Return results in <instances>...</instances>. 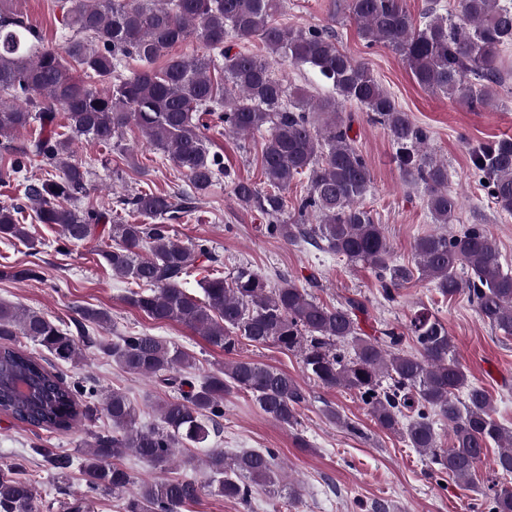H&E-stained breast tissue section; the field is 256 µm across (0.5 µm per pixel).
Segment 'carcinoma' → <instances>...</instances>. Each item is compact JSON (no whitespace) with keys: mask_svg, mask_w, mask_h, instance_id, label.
Here are the masks:
<instances>
[{"mask_svg":"<svg viewBox=\"0 0 512 512\" xmlns=\"http://www.w3.org/2000/svg\"><path fill=\"white\" fill-rule=\"evenodd\" d=\"M6 2L0 0V138L39 126L35 137L14 148L11 163L14 174L35 160L55 173L24 186L38 223L58 226L73 244L97 238L110 224L114 245L100 257L112 275L139 287L127 297L129 305L156 322L188 327L226 354L244 340L298 352L308 378L359 395L375 423L427 456L434 471L468 485L495 445V471L512 473V430L493 416L487 390L469 378L448 328L428 308L415 310L402 326L369 335L357 318L361 302L327 305L294 281L284 277L274 285L246 264L225 275L207 244L182 242L168 224L189 215L193 197L225 178L240 208L269 219L267 234L367 265L386 300L418 278L444 299L467 294L484 322L512 335V269L503 265L483 225L427 234L416 241L411 262L394 259L383 226L363 205L373 179L350 136L345 103L356 104L387 131L406 180L424 185L432 223H454L459 197L448 188V163L427 152V131L399 108L366 63L337 46L329 26L279 24L283 0H65L63 44L54 47L23 14L4 8ZM338 13L356 22L366 47L382 44L399 53L419 86L470 110L493 105L498 89L512 80L503 65V52L512 46V0H458L451 14L442 0H430L419 22L401 0H329L330 18ZM190 40L200 45L196 52H172ZM255 40L266 54L233 51L236 43ZM130 60L138 64L131 72ZM281 61L312 69L334 94L287 92L274 73ZM204 116L224 125L228 135L262 136L267 188L232 177L224 159L210 153ZM130 127L167 154L188 182L186 190H138L122 200L123 210L152 224L83 206L91 171L73 146L86 140L119 147ZM471 163L496 208L511 215L512 137L474 149ZM301 175L308 178L306 193L290 214L286 194ZM19 210L0 203V238L33 249L37 241L20 223ZM194 270L204 273L197 281L200 297L184 288ZM79 314L99 328L112 321L103 308ZM20 336L60 361L80 354L70 330L38 311L0 303V376L16 384L37 380L42 390L40 406L33 408L22 391L0 388V411L50 432L72 431L92 414L95 390L65 382L43 359L15 345ZM408 338L411 351L404 348ZM98 348L174 395L157 404L156 427L139 424L124 393L106 395L103 410L112 431L95 435L82 460L55 448L36 449L57 475L80 466L90 492L128 494L125 512H183L205 489L246 505L256 488L279 486L272 449L230 453L209 443L220 434L224 396L233 391L248 394L274 422L298 425L306 397L287 372L238 359L197 379L188 376L192 355L145 332L101 340ZM438 420L448 423L447 447ZM190 447L207 449L203 482L141 483L132 492L133 476L116 463L131 454L164 470L179 449ZM19 469L0 466V512H35V488L16 476ZM485 498L488 512H512V490L493 483Z\"/></svg>","mask_w":512,"mask_h":512,"instance_id":"cac0c4a2","label":"carcinoma"}]
</instances>
